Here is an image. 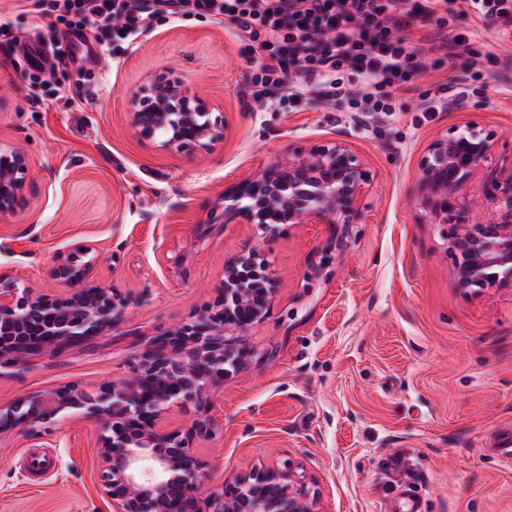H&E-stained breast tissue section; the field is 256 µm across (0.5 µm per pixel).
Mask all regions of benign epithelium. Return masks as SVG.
<instances>
[{"label": "benign epithelium", "mask_w": 512, "mask_h": 512, "mask_svg": "<svg viewBox=\"0 0 512 512\" xmlns=\"http://www.w3.org/2000/svg\"><path fill=\"white\" fill-rule=\"evenodd\" d=\"M130 106L136 134L173 153L208 152L231 129L217 105L165 74L146 76ZM497 147L495 132L472 122L437 135L419 164L420 219L451 225L445 240L452 286L466 295L512 288V159L496 161ZM28 167L24 151L0 147V215L15 212L24 199ZM482 171L479 189L493 217L476 222L466 189ZM370 182L349 144H314L224 188V223L248 224L263 235L298 224L327 225L328 239L309 262V278L319 279L347 249L353 225L364 223ZM88 269L75 253L57 257L53 274L71 286L66 297L0 288V378L24 369L34 355L118 325L126 300L84 286ZM276 292L258 247L244 250L224 266L213 306L150 338L129 378L0 408V433H45L59 413L80 411L102 431L99 481L112 512H324L318 493L289 459L255 466L204 497L197 494L205 464L192 444L214 433L209 389L253 356L248 332L270 316ZM229 362L230 372L224 370ZM174 408L192 410L191 423L165 430L161 420Z\"/></svg>", "instance_id": "1"}]
</instances>
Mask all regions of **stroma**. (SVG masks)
Masks as SVG:
<instances>
[{
    "instance_id": "stroma-1",
    "label": "stroma",
    "mask_w": 512,
    "mask_h": 512,
    "mask_svg": "<svg viewBox=\"0 0 512 512\" xmlns=\"http://www.w3.org/2000/svg\"><path fill=\"white\" fill-rule=\"evenodd\" d=\"M456 24L477 30L488 82L429 113L438 85L460 74L431 36L429 68L398 93L397 112L309 98L283 108L276 93L257 111L248 50L225 20L159 23L115 58L91 46L93 81H65L68 110L32 106L25 79L0 61V143L29 161L21 205L0 216V281L67 295L55 258L80 253L88 285L129 301L111 333L1 378L0 406L129 377L146 341L213 304L225 263L254 243L278 290L250 332L258 355L210 392L217 428L194 442L208 464L199 494L290 459L326 512H382L397 474L420 490L423 512H512V468L485 454L512 435V288L455 290L445 228L421 223L416 207L419 161L438 134L475 121L512 148V40L470 12ZM163 71L227 113L231 130L211 151L167 152L136 134L129 100ZM329 140L348 143L372 175L366 219L330 274L307 277L326 225L258 240L250 225L212 221L225 186ZM100 435L72 413L39 436L1 434L0 512H112Z\"/></svg>"
}]
</instances>
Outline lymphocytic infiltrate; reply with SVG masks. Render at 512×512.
Returning a JSON list of instances; mask_svg holds the SVG:
<instances>
[{
	"mask_svg": "<svg viewBox=\"0 0 512 512\" xmlns=\"http://www.w3.org/2000/svg\"><path fill=\"white\" fill-rule=\"evenodd\" d=\"M46 19L41 43L54 63L49 77L27 73L33 104L53 92L66 74L63 42L90 30L103 43H123L170 18L229 19L239 41L258 45L251 95L263 103L272 90L288 98L313 95L343 103L353 112H394L395 92L428 67L413 35L425 28L448 37L465 60L461 78L438 87L431 111L473 94L484 78L467 56L475 31L455 28L457 4L476 13L486 27L512 16V0H30Z\"/></svg>",
	"mask_w": 512,
	"mask_h": 512,
	"instance_id": "f902f5d3",
	"label": "lymphocytic infiltrate"
}]
</instances>
